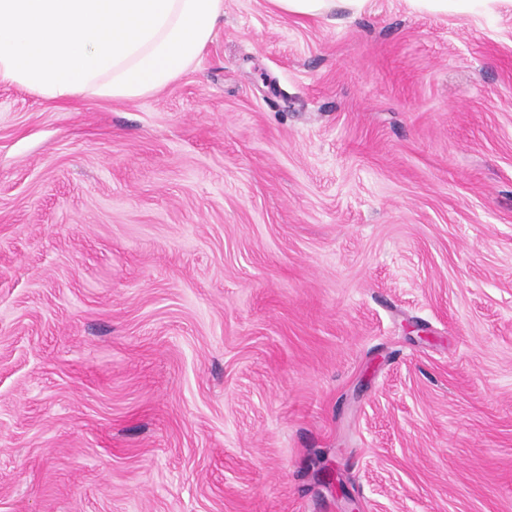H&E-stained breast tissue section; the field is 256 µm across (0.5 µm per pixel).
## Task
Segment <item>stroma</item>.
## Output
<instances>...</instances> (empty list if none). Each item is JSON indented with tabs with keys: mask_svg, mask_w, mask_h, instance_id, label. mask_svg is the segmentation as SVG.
Listing matches in <instances>:
<instances>
[{
	"mask_svg": "<svg viewBox=\"0 0 512 512\" xmlns=\"http://www.w3.org/2000/svg\"><path fill=\"white\" fill-rule=\"evenodd\" d=\"M0 512H512V0L0 85Z\"/></svg>",
	"mask_w": 512,
	"mask_h": 512,
	"instance_id": "35a3bbf8",
	"label": "stroma"
}]
</instances>
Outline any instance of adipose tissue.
Returning <instances> with one entry per match:
<instances>
[{
    "mask_svg": "<svg viewBox=\"0 0 512 512\" xmlns=\"http://www.w3.org/2000/svg\"><path fill=\"white\" fill-rule=\"evenodd\" d=\"M321 19L366 0H268ZM224 0H0V84L66 103L131 101L161 91L202 55Z\"/></svg>",
    "mask_w": 512,
    "mask_h": 512,
    "instance_id": "1",
    "label": "adipose tissue"
}]
</instances>
